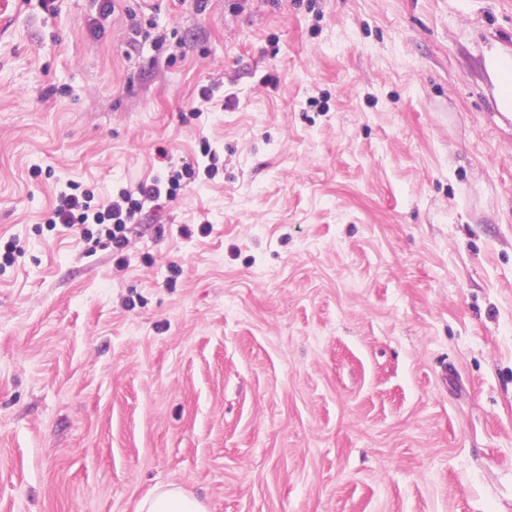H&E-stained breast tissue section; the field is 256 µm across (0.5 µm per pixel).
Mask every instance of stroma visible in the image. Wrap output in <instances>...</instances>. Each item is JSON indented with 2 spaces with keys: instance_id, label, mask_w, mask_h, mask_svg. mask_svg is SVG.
Segmentation results:
<instances>
[{
  "instance_id": "obj_1",
  "label": "stroma",
  "mask_w": 512,
  "mask_h": 512,
  "mask_svg": "<svg viewBox=\"0 0 512 512\" xmlns=\"http://www.w3.org/2000/svg\"><path fill=\"white\" fill-rule=\"evenodd\" d=\"M512 0H29L0 39V512H512ZM216 152L124 263L46 224ZM209 223V235L196 227ZM487 70L499 88L498 106L503 112L512 111V89L509 88V96L505 93L503 80L508 72H512V54L493 51L486 60ZM137 512H207L205 504L182 486L156 487L137 507Z\"/></svg>"
}]
</instances>
